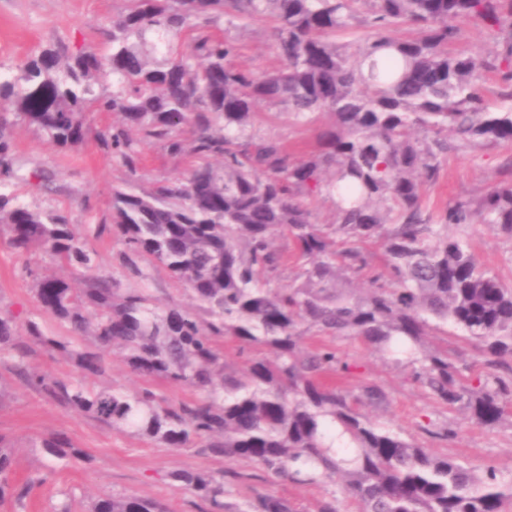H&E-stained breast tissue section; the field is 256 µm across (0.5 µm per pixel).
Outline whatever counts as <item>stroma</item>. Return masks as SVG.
Instances as JSON below:
<instances>
[{
    "label": "stroma",
    "mask_w": 512,
    "mask_h": 512,
    "mask_svg": "<svg viewBox=\"0 0 512 512\" xmlns=\"http://www.w3.org/2000/svg\"><path fill=\"white\" fill-rule=\"evenodd\" d=\"M126 7V0H0V69L11 70L47 48L76 52L110 46L111 20ZM241 65L257 73L278 64L270 30L258 23L238 32ZM256 130L260 135L314 149L319 133L315 127L293 124L284 114L259 107ZM15 157L28 174L18 183L19 198L44 212H65L72 224L84 228L100 224L109 215L113 189L130 186L140 190L154 182L181 176L189 162L169 156L156 143L140 147L141 164L130 170L114 153L106 151L97 137H89L76 148H61L38 130L17 122L13 130ZM512 161V142L449 156L440 182L426 198L428 206H441L457 198L482 191L503 177ZM51 176L50 182L36 179V172ZM477 260L512 285V238L486 224L469 230ZM87 250L95 273L122 277L124 245L103 236L89 240ZM43 271L69 276L70 267L61 266L45 254L34 255ZM16 254L0 239V310L19 319L36 312L31 283L23 269L30 261ZM338 355L350 366L348 387L363 383L380 386L390 403L382 409H368V416L392 425L404 437L436 452L458 458L476 471L495 467L501 477H512V407L502 422L486 425L468 415L428 399L410 380V369L383 359L357 339L335 342ZM0 435L5 436L14 456L15 476L34 478L32 512H54L56 503L75 496L76 512H87L104 494L136 495L162 501L169 512H195L193 496L172 480L176 471L214 473L225 469L223 458L200 448H165L134 435L101 427L84 415L64 409L28 388L12 373L0 376ZM453 422L457 434L440 442L430 429ZM60 434L82 455L58 460L37 447L39 439ZM237 473L234 490L244 494L271 493L291 500L300 512H314L324 491L317 486H300L282 479L265 478L261 467L250 461L230 465Z\"/></svg>",
    "instance_id": "stroma-1"
}]
</instances>
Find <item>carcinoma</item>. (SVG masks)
Wrapping results in <instances>:
<instances>
[{
    "label": "carcinoma",
    "mask_w": 512,
    "mask_h": 512,
    "mask_svg": "<svg viewBox=\"0 0 512 512\" xmlns=\"http://www.w3.org/2000/svg\"><path fill=\"white\" fill-rule=\"evenodd\" d=\"M271 25L280 68L238 65L237 40L219 29ZM487 30L481 55L457 49L464 26ZM111 48L46 49L0 72V236L28 256L90 266L88 238L118 236L132 284L88 272L83 287L26 267L38 316L0 315V362L45 398L117 433L166 448L197 445L227 461L257 463L267 477L330 483L316 512H512V480L479 474L370 420L361 405L387 404L375 384L353 390L335 345L305 350L304 337L355 338L406 359L412 382L437 403L483 424L512 403V287L448 228L489 224L512 237V164L476 195L427 212L426 190L452 153L512 141V0H127L112 19ZM189 43L190 49L182 48ZM265 103L296 125L327 119L318 146L297 159L288 144L254 132ZM120 117L99 139L131 170L141 144L191 158L187 174L149 191L117 189L107 223L83 230L10 191L15 119L62 148L82 144L95 113ZM331 201L316 224L308 200ZM382 250L371 264L368 246ZM294 281L279 285L288 264ZM187 287L197 307L156 306L150 270ZM56 322L67 335L45 331ZM482 345L488 371L465 376L427 337L441 324ZM258 348L244 372L221 343ZM105 373L118 351L147 382L187 388L170 401L147 385L134 393L91 388L29 367L31 347ZM50 456L78 458L68 440H41ZM0 435V502L25 507L31 482L13 478ZM226 478L175 472L204 512H298L252 493L235 501ZM89 512H168L139 496L105 495Z\"/></svg>",
    "instance_id": "obj_1"
}]
</instances>
